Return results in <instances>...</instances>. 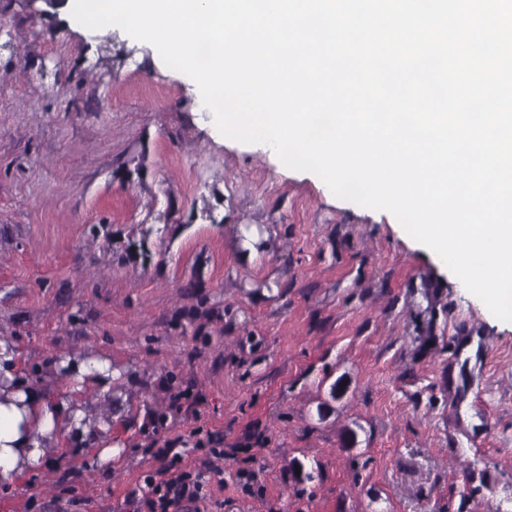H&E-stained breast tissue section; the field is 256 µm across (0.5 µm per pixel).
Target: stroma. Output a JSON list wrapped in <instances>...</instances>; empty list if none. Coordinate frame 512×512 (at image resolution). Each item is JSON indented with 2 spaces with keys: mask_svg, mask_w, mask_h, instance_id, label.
<instances>
[{
  "mask_svg": "<svg viewBox=\"0 0 512 512\" xmlns=\"http://www.w3.org/2000/svg\"><path fill=\"white\" fill-rule=\"evenodd\" d=\"M0 339L35 386L112 369L104 441L55 449L0 512H128L165 443L199 512H512V322L66 0H0Z\"/></svg>",
  "mask_w": 512,
  "mask_h": 512,
  "instance_id": "35a3bbf8",
  "label": "stroma"
}]
</instances>
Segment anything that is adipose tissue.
I'll return each instance as SVG.
<instances>
[{"label": "adipose tissue", "instance_id": "ef3b65f1", "mask_svg": "<svg viewBox=\"0 0 512 512\" xmlns=\"http://www.w3.org/2000/svg\"><path fill=\"white\" fill-rule=\"evenodd\" d=\"M89 391L96 401H108L112 372L107 361L70 362L50 388H38L29 381L19 350L0 340V486L13 485L47 449L84 443L91 422L84 402Z\"/></svg>", "mask_w": 512, "mask_h": 512}]
</instances>
